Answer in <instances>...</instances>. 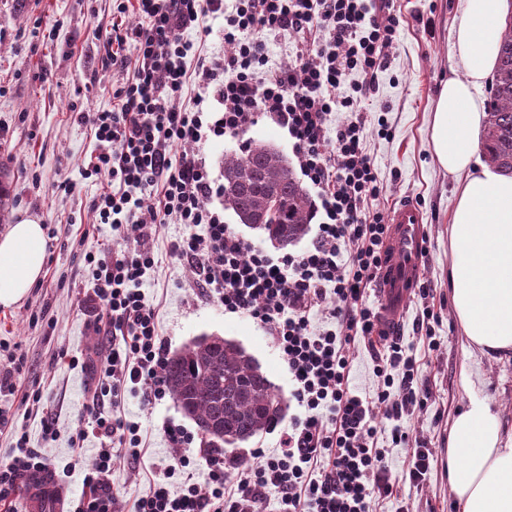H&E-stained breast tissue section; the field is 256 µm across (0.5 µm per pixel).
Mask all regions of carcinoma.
<instances>
[{
  "mask_svg": "<svg viewBox=\"0 0 512 512\" xmlns=\"http://www.w3.org/2000/svg\"><path fill=\"white\" fill-rule=\"evenodd\" d=\"M481 144L492 168L512 175V19L503 28ZM271 193L278 206L268 223L256 228L286 248L307 235L313 208L288 158L255 141L224 158V208L237 218L266 211ZM203 342L194 340L174 352L163 371L168 393L196 424L202 446L222 431L224 444L236 447L281 421L284 402L257 359L227 339L209 346Z\"/></svg>",
  "mask_w": 512,
  "mask_h": 512,
  "instance_id": "obj_1",
  "label": "carcinoma"
}]
</instances>
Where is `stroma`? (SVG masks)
<instances>
[{"label":"stroma","instance_id":"1","mask_svg":"<svg viewBox=\"0 0 512 512\" xmlns=\"http://www.w3.org/2000/svg\"><path fill=\"white\" fill-rule=\"evenodd\" d=\"M462 5L463 0H394L400 41L381 77L379 96L366 103L367 148L383 183L380 207L387 213L411 200L423 210L428 241L421 281L432 288L434 310L441 315L435 327L441 345L432 351L417 333L420 299L411 297L403 314L404 340L429 389L426 408L405 422L436 458L427 482L414 490L402 482L407 450L387 453L391 479L411 512H458L448 486V438L453 417L470 399L488 402L504 436L512 435V356L493 359L468 346L453 310L449 230L458 183L438 166L432 152L433 112L440 87L455 66L452 33ZM426 18L431 28H424ZM116 20L135 24L139 16L132 9L118 13L115 0H0V235L25 214L39 217L45 231L58 233L27 297L12 308L0 307V370L9 369L15 385L14 393L0 394V410L23 417L31 447L50 462L70 504L80 498L83 475L99 448L92 436L81 450L72 443L77 412L99 379L92 367L69 362L70 357L89 355L98 341L87 303L94 288L84 263L88 251L151 250L155 265L142 290L159 311L160 332L169 349L204 335L237 341L275 384L287 415L298 412L288 368L263 325L199 297L191 268L171 256L168 242L188 236L189 227L167 224L151 235L132 230L121 239L111 225L95 220L91 202L107 182L84 175L97 143L80 115L111 110L117 104L113 92L127 78L126 70L103 66L97 55L99 38ZM52 28L58 37L49 42L45 35ZM381 116L390 128L385 138L377 134ZM13 355L22 358V366L11 365ZM35 390L41 393L40 409L29 414L23 397ZM117 412L139 422L147 448L139 462L123 459L112 469L116 510L130 512L150 477L163 473L175 456L199 458L200 444L168 442L167 425L197 431L172 398L146 407L127 392ZM46 413L57 422L52 439L42 433Z\"/></svg>","mask_w":512,"mask_h":512}]
</instances>
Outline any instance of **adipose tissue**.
Wrapping results in <instances>:
<instances>
[{
	"label": "adipose tissue",
	"mask_w": 512,
	"mask_h": 512,
	"mask_svg": "<svg viewBox=\"0 0 512 512\" xmlns=\"http://www.w3.org/2000/svg\"><path fill=\"white\" fill-rule=\"evenodd\" d=\"M504 10L505 0H464L453 31L458 72L440 89L432 136L438 165L463 179L450 224L453 309L468 341L489 356L512 350V178L475 165L485 118L479 92L497 65ZM45 252L37 218L0 235V306L27 296ZM448 484L459 512H512V440L484 401L471 400L452 422Z\"/></svg>",
	"instance_id": "obj_1"
}]
</instances>
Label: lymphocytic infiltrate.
I'll list each match as a JSON object with an SVG mask.
<instances>
[{"label": "lymphocytic infiltrate", "mask_w": 512, "mask_h": 512, "mask_svg": "<svg viewBox=\"0 0 512 512\" xmlns=\"http://www.w3.org/2000/svg\"><path fill=\"white\" fill-rule=\"evenodd\" d=\"M136 10L141 24H113L98 45L106 64L129 63L121 54L129 43L137 57L114 93L116 109L85 117L99 151L84 175L110 185L91 209L118 232L147 221L191 227L188 237L170 243V253L194 268L202 295L264 325L288 366L299 412L272 451L257 448L231 461L205 452L204 479H195L190 458L176 460L149 481L133 512H260L270 498L275 512H375L376 502L394 494L375 409L390 423L392 446L412 451L404 473L411 486L426 480L434 462L401 422L426 405L402 336L384 337L372 395L349 383L350 345L373 340L380 317L366 297L378 283L389 226L362 104L379 93V75L399 41L393 0H235L230 12L224 0H136ZM210 14L224 18L226 50L217 57L200 55L187 37ZM272 35L300 38L294 64L271 62ZM191 80L199 93L188 99ZM335 112L346 118L332 127ZM262 120L287 133L314 192L317 231L297 255L275 258L254 249L207 205L223 186L201 144L239 137ZM151 195L158 207L146 221L141 212ZM84 260L95 282V329L111 346L101 354L100 387L81 409L76 443L92 436L100 446L73 512H113L112 466L119 458L139 459L143 439L137 422L111 415L104 403L127 391L146 404L161 400L168 351L141 289L155 264L152 252L119 250L108 258L88 252ZM323 304L336 327L316 334L311 315ZM0 436L13 452L0 466L4 501L20 493L23 472L47 469L48 462L3 413Z\"/></svg>", "instance_id": "obj_1"}]
</instances>
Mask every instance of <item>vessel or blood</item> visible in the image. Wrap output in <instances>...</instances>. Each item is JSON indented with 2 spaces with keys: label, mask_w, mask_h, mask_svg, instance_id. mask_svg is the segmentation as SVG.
Here are the masks:
<instances>
[{
  "label": "vessel or blood",
  "mask_w": 512,
  "mask_h": 512,
  "mask_svg": "<svg viewBox=\"0 0 512 512\" xmlns=\"http://www.w3.org/2000/svg\"><path fill=\"white\" fill-rule=\"evenodd\" d=\"M389 232L385 249L387 260L379 282L380 322L386 334L399 331L408 298L418 286L426 254L425 216L414 202L404 201L389 216ZM29 512H41L45 503H54L56 512H63L65 500L52 472L25 475Z\"/></svg>",
  "instance_id": "vessel-or-blood-1"
}]
</instances>
